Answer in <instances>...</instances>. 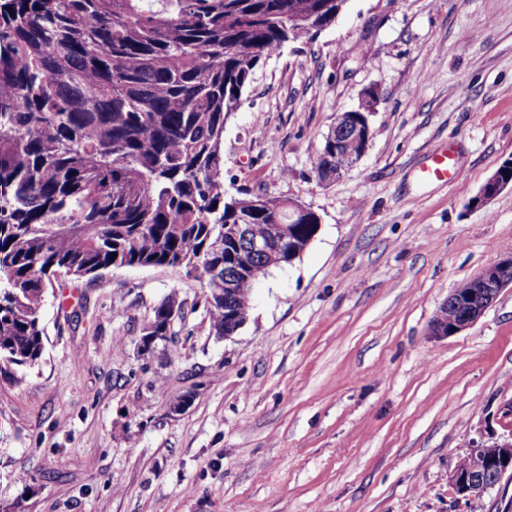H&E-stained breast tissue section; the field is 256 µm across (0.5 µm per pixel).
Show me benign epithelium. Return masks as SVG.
I'll return each mask as SVG.
<instances>
[{"instance_id": "obj_1", "label": "benign epithelium", "mask_w": 512, "mask_h": 512, "mask_svg": "<svg viewBox=\"0 0 512 512\" xmlns=\"http://www.w3.org/2000/svg\"><path fill=\"white\" fill-rule=\"evenodd\" d=\"M377 92L373 88L367 89L363 94L359 108L341 113L334 126L336 131L352 132L364 144L369 146L370 126L367 113L372 111ZM336 170L322 175V179L330 181L339 177L345 170L352 167L359 157L343 152L342 142L336 141ZM511 167L512 159L507 160L497 169L481 188L480 194L474 198L473 204L481 205L497 196L506 187L512 185V179L503 177L502 170ZM311 210L297 202L290 201L285 205L282 228V236L275 242L266 241L258 237L251 239L252 251L268 257V263H280L284 260L292 262L302 253L300 245L293 238V224L298 220H307ZM472 288L458 301L464 311L462 317L457 320L445 318L444 313H439L431 325L432 334L435 336H448L459 333L471 326L494 302L500 292L512 286V256L503 258L498 262L484 268L478 275L471 279ZM469 454L481 456L486 459L487 472L492 478L482 475H471L456 469L450 479L459 495L467 500L478 499L493 489L507 473H512V440L491 445L475 444Z\"/></svg>"}]
</instances>
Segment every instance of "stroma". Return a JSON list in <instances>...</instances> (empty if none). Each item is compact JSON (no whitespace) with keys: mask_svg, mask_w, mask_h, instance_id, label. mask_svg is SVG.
Listing matches in <instances>:
<instances>
[{"mask_svg":"<svg viewBox=\"0 0 512 512\" xmlns=\"http://www.w3.org/2000/svg\"><path fill=\"white\" fill-rule=\"evenodd\" d=\"M370 87L368 150L320 181ZM445 150L461 179L423 181ZM510 158L512 0H347L261 61L224 129L226 187L310 208L313 240L225 338L184 269L58 275L41 359L0 372V512H512V476L474 501L450 479L512 436V288L431 333L512 254V187L471 205ZM168 297L169 339L141 352ZM471 282L472 288L464 299L459 298L458 302L453 299L456 305L462 307L463 316L457 320H446L444 313L456 318L461 314L460 309L455 308L452 302L447 303L449 309H444V313L441 309L432 322L433 335L448 336L467 329L485 312L505 287L512 286V256L484 268L471 279Z\"/></svg>","mask_w":512,"mask_h":512,"instance_id":"obj_1","label":"stroma"}]
</instances>
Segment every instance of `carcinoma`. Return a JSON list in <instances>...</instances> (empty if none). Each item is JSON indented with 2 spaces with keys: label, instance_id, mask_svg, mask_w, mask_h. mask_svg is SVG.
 <instances>
[{
  "label": "carcinoma",
  "instance_id": "obj_1",
  "mask_svg": "<svg viewBox=\"0 0 512 512\" xmlns=\"http://www.w3.org/2000/svg\"><path fill=\"white\" fill-rule=\"evenodd\" d=\"M345 0H0V369L36 364L45 288L64 270L207 272L224 335L278 235L282 199L256 211L224 188V127L259 63L336 20ZM318 221L295 225L306 245ZM154 311L146 336H167Z\"/></svg>",
  "mask_w": 512,
  "mask_h": 512
}]
</instances>
